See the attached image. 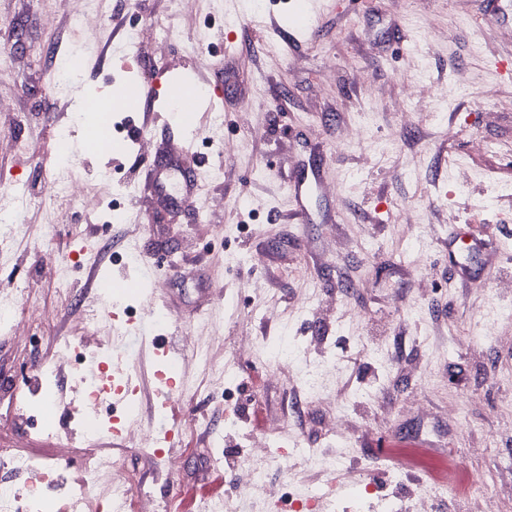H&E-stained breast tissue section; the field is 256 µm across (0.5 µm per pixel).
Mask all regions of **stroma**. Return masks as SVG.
Returning a JSON list of instances; mask_svg holds the SVG:
<instances>
[{
    "instance_id": "1",
    "label": "stroma",
    "mask_w": 512,
    "mask_h": 512,
    "mask_svg": "<svg viewBox=\"0 0 512 512\" xmlns=\"http://www.w3.org/2000/svg\"><path fill=\"white\" fill-rule=\"evenodd\" d=\"M289 2L91 0L97 21L79 29L74 0H0L11 61L0 70V209L27 226L23 239L0 242V288L36 290L31 310L50 315L36 336L0 334V385L21 387L23 370L50 362L60 339L82 336L83 303L96 295L89 269L127 275L133 285L115 289L111 307L134 310L121 368L140 389L139 426L181 427L182 446L171 471L145 466L129 438L104 436L101 450L154 489L159 512H201L243 491L249 512H270L268 486L288 497L329 481L322 512H382L360 502L362 482L404 512L422 496L427 512H469L453 487L415 479L445 456L487 512H512V72L497 68L512 54V0H321L314 36L300 41ZM134 28L166 36L120 53ZM74 47L84 82L72 96L56 66ZM145 69L146 111L114 115L125 150L88 151L79 100H119ZM175 79L220 93L189 127L163 102ZM482 140L496 151H481ZM163 157L167 184L184 159L200 163L185 206L169 207L148 178ZM316 162L313 221L292 223L288 181ZM64 166L79 193L58 201L50 189ZM217 166L223 178L208 180ZM106 171L136 188L120 224L94 201ZM452 224L481 225L495 242L480 278L461 281L449 267ZM79 248L87 261L61 294L44 269ZM151 278L163 284L159 323L138 305ZM163 333L196 341L180 351L187 378L175 412L158 406ZM211 366L224 370L213 383ZM59 379L62 429L0 422V448L58 457L73 480L85 459L68 428L71 367ZM381 431L422 433L426 445L365 454ZM259 440L279 463L253 487L246 460ZM320 454L340 458L334 476L313 464Z\"/></svg>"
}]
</instances>
